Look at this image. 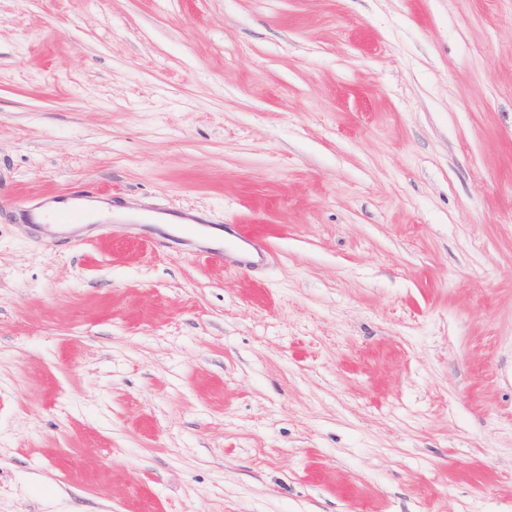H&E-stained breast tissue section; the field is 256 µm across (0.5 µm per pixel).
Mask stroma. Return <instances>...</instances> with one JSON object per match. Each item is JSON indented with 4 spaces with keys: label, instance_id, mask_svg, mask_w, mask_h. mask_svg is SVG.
I'll list each match as a JSON object with an SVG mask.
<instances>
[{
    "label": "stroma",
    "instance_id": "35a3bbf8",
    "mask_svg": "<svg viewBox=\"0 0 512 512\" xmlns=\"http://www.w3.org/2000/svg\"><path fill=\"white\" fill-rule=\"evenodd\" d=\"M0 512H512V0H0Z\"/></svg>",
    "mask_w": 512,
    "mask_h": 512
}]
</instances>
